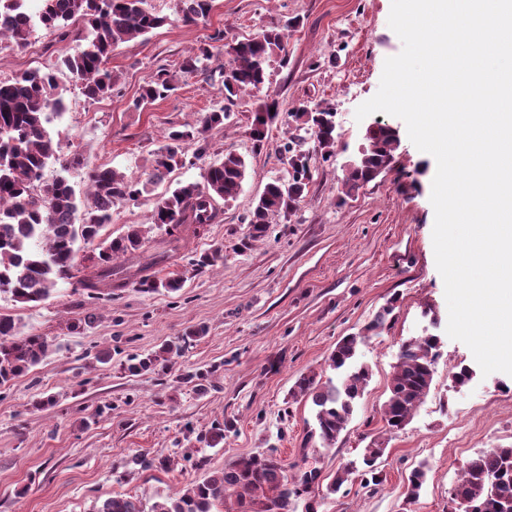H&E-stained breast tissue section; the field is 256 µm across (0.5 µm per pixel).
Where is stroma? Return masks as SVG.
<instances>
[{
	"instance_id": "stroma-1",
	"label": "stroma",
	"mask_w": 512,
	"mask_h": 512,
	"mask_svg": "<svg viewBox=\"0 0 512 512\" xmlns=\"http://www.w3.org/2000/svg\"><path fill=\"white\" fill-rule=\"evenodd\" d=\"M148 2L167 22L114 50L109 67L120 78L121 96L88 100L67 70L57 71L66 109L50 127L59 160L45 179L65 174L79 197L100 166L147 182L137 200L113 207L103 234L116 238L129 225L150 224L161 197L178 184L202 181L226 152L243 156L249 174L222 204L220 223L188 236L185 254L155 266L157 277L182 276L179 291L145 294L131 284L90 299L71 279L34 306L0 294V315L52 345L43 362L0 388V512H91L95 502L122 494L151 503L236 457L271 451L289 466L304 455L316 461L319 512H454L451 490L466 463L484 449L512 446V376L483 375L471 350L446 334L448 306L432 241L436 161L413 145L401 119L380 116L402 132L391 169L351 196L341 193L345 164L364 142L355 110L378 91L386 59L402 50L388 25L391 0H213L206 20L191 23L175 0ZM269 25L288 28L287 65L272 62L262 90L229 105L204 155L188 145L184 165L148 183L151 155L168 128L225 105L218 82L183 73V62L216 31L231 41ZM162 70L174 75L175 91L133 109L140 87ZM269 95L279 98L281 114L259 146L247 126ZM298 102L333 109L336 154L322 159L306 136L313 178L304 200L241 248L256 199L268 182L288 176L280 150L298 133L290 115ZM76 153L78 165L70 162ZM217 248L223 265L193 270L189 253ZM390 301L395 308L385 326L357 350L358 362L372 370L368 385L346 431L324 447L310 434L313 406L293 398L294 386L309 372L334 377L328 357L337 342ZM87 316L94 319L88 327ZM198 325L207 335L167 374L126 370L130 355L157 351ZM427 333L441 338L431 391L402 430L387 432L381 407L400 347ZM99 351L110 352L109 363L96 361ZM463 365L473 367V377L458 387L452 374ZM196 369L211 372L206 391L180 378ZM48 395L53 406L34 408ZM218 422L223 443L200 441ZM375 438L386 446L381 484L366 488L356 476L329 493L338 470H361V452ZM139 452L173 465L133 470L129 460ZM421 464L426 482L406 502V478Z\"/></svg>"
}]
</instances>
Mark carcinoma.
Segmentation results:
<instances>
[{
	"instance_id": "obj_1",
	"label": "carcinoma",
	"mask_w": 512,
	"mask_h": 512,
	"mask_svg": "<svg viewBox=\"0 0 512 512\" xmlns=\"http://www.w3.org/2000/svg\"><path fill=\"white\" fill-rule=\"evenodd\" d=\"M27 0H0V41L7 40L18 48L28 45L38 27L53 29L63 39L75 35L85 46L45 69H32L10 79L0 80V293H8L19 303L46 300L58 282L74 277L79 243H98L96 262L78 281L89 298L112 294L114 288L126 287L132 270L139 276L136 284L144 293L160 288L176 292L182 287L180 277L159 279L150 274L152 267L170 258L159 252L153 261L117 268L112 261L122 255L128 261L138 257L149 241L152 227H163L169 236L192 226L215 224L219 218V201L235 198L247 175L244 158L227 152L224 159L208 166L201 183L189 182L176 187L156 203L152 225L131 224L126 233L108 240L104 228L112 223V207L136 199L142 189L140 181L105 167L93 169L89 175L91 191L80 200L66 177L44 179L46 167L56 160L57 150L49 126L65 111L58 92L56 70L66 69L80 83L82 94L89 100L121 94L119 76L108 69L115 47L144 37L166 23V17L148 7L147 0H42L35 13L26 8ZM184 20L195 22L206 17L212 0H176ZM285 27L270 26L244 39L224 42L219 32L212 40L221 49H230V77H222L224 98L228 101L243 93L261 89L267 79V67L274 60L288 64ZM214 46L206 44L183 65L190 71H205V63L214 58ZM175 89L173 76L158 73L146 81L133 107L143 109L159 99L167 98ZM229 109L220 107L203 115L195 125L173 129L165 143L153 152L150 180L161 181L182 164L185 145L199 143L197 153L206 151L207 133L224 125ZM331 108L302 105L291 116L302 128L312 132L318 149L325 158L335 154L336 128L328 123ZM279 114V102L268 100L255 112L249 134L257 145L267 139L270 125ZM396 129L376 124L353 161L344 182L345 195L375 180L390 168L399 147ZM288 158L289 178L266 185L255 202L249 220L248 240L263 235L266 225L281 214L297 210L312 180L308 157L300 143L290 141L283 146ZM224 263L222 250L204 252L190 260L196 271ZM393 302L382 307L376 317L355 334L336 343L329 366L340 372L333 381H321L314 374L304 375L295 384L293 396L311 401L315 410L313 434L330 446L347 430L354 406L371 377L365 364H356L359 344L369 333L384 326L393 312ZM207 328L198 326L187 331L178 341L168 343L144 358L132 356L126 369L132 373L168 370L185 350L203 338ZM46 337L23 334L14 318L0 315V386L26 374L48 355ZM439 357L437 338L433 335L411 340L402 345L392 376L389 395L381 416L390 431L400 430L411 420L431 390L435 364ZM383 442L374 439L364 448L363 481L375 486L382 482L377 461L383 456ZM302 466L288 477L276 455L258 453L237 457L221 470L207 473L185 490L160 497L146 505L138 496L116 495L93 506L92 512H213V507L234 505L236 512H297L299 500L310 493L320 477L315 467ZM129 463L143 471L168 470L171 461L147 454L132 456ZM425 466L414 468L407 478L406 502L415 500L426 481ZM451 500L464 512H512V447L488 448L470 459L455 482Z\"/></svg>"
}]
</instances>
